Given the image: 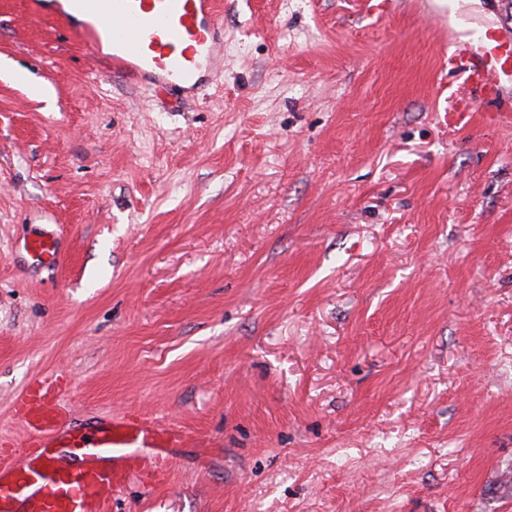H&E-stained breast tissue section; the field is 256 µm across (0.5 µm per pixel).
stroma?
Instances as JSON below:
<instances>
[{
	"mask_svg": "<svg viewBox=\"0 0 512 512\" xmlns=\"http://www.w3.org/2000/svg\"><path fill=\"white\" fill-rule=\"evenodd\" d=\"M365 3L222 0L185 101L0 0V439L37 375L185 431L110 512H512V71L463 104L441 0ZM24 249L36 259L44 262H55L57 260V243L54 237L42 235L25 240Z\"/></svg>",
	"mask_w": 512,
	"mask_h": 512,
	"instance_id": "stroma-1",
	"label": "stroma"
}]
</instances>
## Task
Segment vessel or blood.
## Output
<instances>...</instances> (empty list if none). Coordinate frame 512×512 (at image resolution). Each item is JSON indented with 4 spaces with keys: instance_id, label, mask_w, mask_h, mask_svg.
<instances>
[{
    "instance_id": "obj_1",
    "label": "vessel or blood",
    "mask_w": 512,
    "mask_h": 512,
    "mask_svg": "<svg viewBox=\"0 0 512 512\" xmlns=\"http://www.w3.org/2000/svg\"><path fill=\"white\" fill-rule=\"evenodd\" d=\"M35 15L82 35L92 53L110 49L112 73L156 90L197 97L224 63V20L219 0H32ZM448 64L461 78L462 100L502 94L498 76L512 68V27L481 35L448 36ZM37 259H57L54 237L24 243ZM25 436L0 448V512H107L112 490L133 472L162 462L178 434L155 418L123 411L85 428L47 376L34 377L15 400Z\"/></svg>"
}]
</instances>
